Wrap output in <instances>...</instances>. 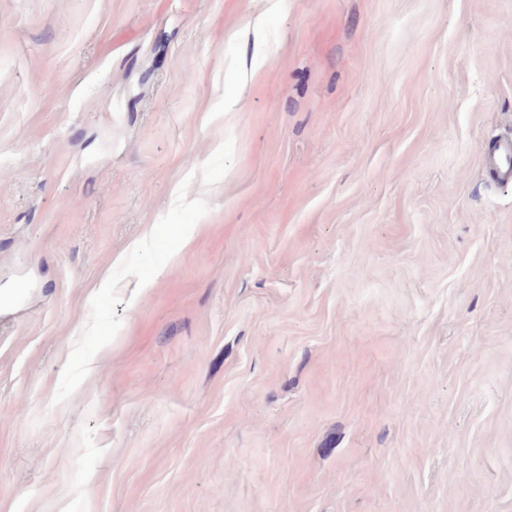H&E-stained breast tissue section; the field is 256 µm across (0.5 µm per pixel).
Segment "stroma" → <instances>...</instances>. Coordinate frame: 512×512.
Masks as SVG:
<instances>
[{"mask_svg": "<svg viewBox=\"0 0 512 512\" xmlns=\"http://www.w3.org/2000/svg\"><path fill=\"white\" fill-rule=\"evenodd\" d=\"M502 138L512 0H0V512H512ZM492 171L503 183L512 182V140L499 141L492 156Z\"/></svg>", "mask_w": 512, "mask_h": 512, "instance_id": "obj_1", "label": "stroma"}]
</instances>
